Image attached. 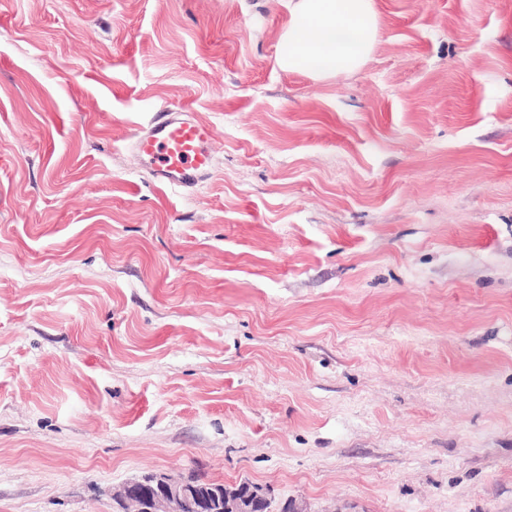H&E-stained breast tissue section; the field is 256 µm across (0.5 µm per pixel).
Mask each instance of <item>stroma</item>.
Returning <instances> with one entry per match:
<instances>
[{"mask_svg": "<svg viewBox=\"0 0 512 512\" xmlns=\"http://www.w3.org/2000/svg\"><path fill=\"white\" fill-rule=\"evenodd\" d=\"M0 0V512L198 471L304 512H512V0ZM188 106L210 179L129 141ZM281 63L288 71L328 78L359 71L379 31L375 0H290Z\"/></svg>", "mask_w": 512, "mask_h": 512, "instance_id": "35a3bbf8", "label": "stroma"}]
</instances>
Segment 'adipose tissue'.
Returning <instances> with one entry per match:
<instances>
[{"instance_id":"ef3b65f1","label":"adipose tissue","mask_w":512,"mask_h":512,"mask_svg":"<svg viewBox=\"0 0 512 512\" xmlns=\"http://www.w3.org/2000/svg\"><path fill=\"white\" fill-rule=\"evenodd\" d=\"M281 63L328 78L359 71L370 60L379 31L375 0H291Z\"/></svg>"}]
</instances>
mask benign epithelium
Listing matches in <instances>:
<instances>
[{"instance_id":"1","label":"benign epithelium","mask_w":512,"mask_h":512,"mask_svg":"<svg viewBox=\"0 0 512 512\" xmlns=\"http://www.w3.org/2000/svg\"><path fill=\"white\" fill-rule=\"evenodd\" d=\"M112 498L128 512H253L271 500L270 490L256 485L244 493L226 494L221 486L202 492L192 480L168 473L142 475L124 482Z\"/></svg>"}]
</instances>
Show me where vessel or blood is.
<instances>
[{
    "instance_id": "obj_1",
    "label": "vessel or blood",
    "mask_w": 512,
    "mask_h": 512,
    "mask_svg": "<svg viewBox=\"0 0 512 512\" xmlns=\"http://www.w3.org/2000/svg\"><path fill=\"white\" fill-rule=\"evenodd\" d=\"M212 129L185 108L171 109L133 135L130 146L159 185L190 188L212 173Z\"/></svg>"
}]
</instances>
